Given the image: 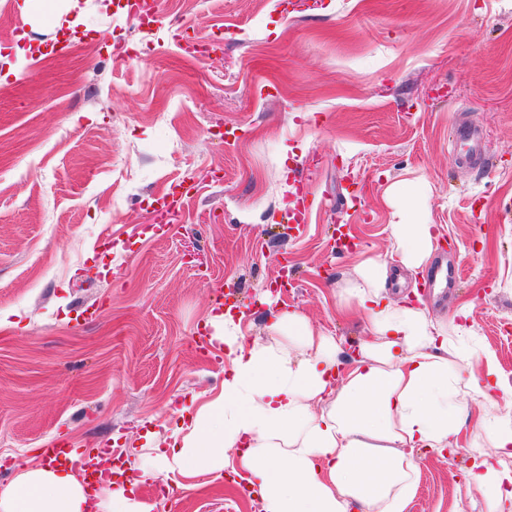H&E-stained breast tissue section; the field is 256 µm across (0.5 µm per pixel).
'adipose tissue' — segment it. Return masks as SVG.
I'll use <instances>...</instances> for the list:
<instances>
[{
  "label": "adipose tissue",
  "instance_id": "obj_1",
  "mask_svg": "<svg viewBox=\"0 0 512 512\" xmlns=\"http://www.w3.org/2000/svg\"><path fill=\"white\" fill-rule=\"evenodd\" d=\"M392 250L365 259L338 300L362 311L368 338L360 356L341 366V341L316 332L301 312L284 311L277 340L247 342L231 313L213 317V339L229 368L219 395L196 408L186 435H172L154 458L165 473L220 471L238 465L261 512H407L419 469L416 449L443 453L462 445L473 421L490 451L471 457L467 488L483 512H512V388L495 394L492 356L472 345L470 305L450 322L387 300L391 263L408 270L432 255V225L406 211L389 226ZM483 399L470 416L466 397ZM93 499L74 467L39 465L0 493V512H91Z\"/></svg>",
  "mask_w": 512,
  "mask_h": 512
}]
</instances>
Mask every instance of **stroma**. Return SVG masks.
Instances as JSON below:
<instances>
[{"label": "stroma", "mask_w": 512, "mask_h": 512, "mask_svg": "<svg viewBox=\"0 0 512 512\" xmlns=\"http://www.w3.org/2000/svg\"><path fill=\"white\" fill-rule=\"evenodd\" d=\"M159 0L157 25L80 0L68 52L0 56V492L58 437L142 462L147 433L217 396L223 347L195 340L232 305L267 343L295 308L358 352L366 317L339 293L390 252L396 208L434 225L460 271L390 278L434 319L464 303L512 385V0ZM137 58L116 65L117 48ZM482 130L478 160L453 141ZM193 183L166 232L154 197ZM308 188L305 223L288 199ZM470 449H417L408 512H481L456 496ZM247 472L158 476L161 512H259Z\"/></svg>", "instance_id": "35a3bbf8"}]
</instances>
